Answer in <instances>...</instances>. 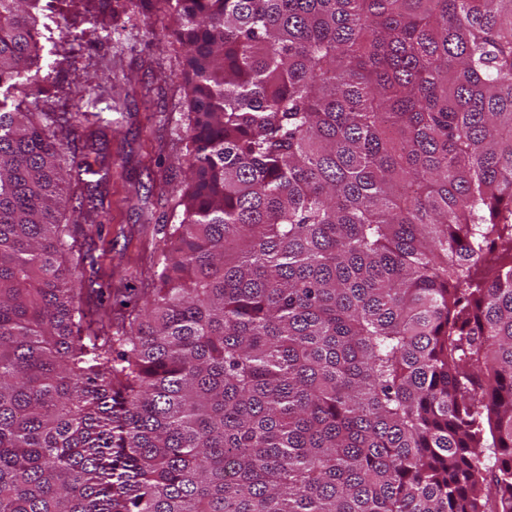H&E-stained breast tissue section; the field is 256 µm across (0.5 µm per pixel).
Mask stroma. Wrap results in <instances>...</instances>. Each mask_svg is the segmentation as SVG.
<instances>
[{
    "label": "stroma",
    "mask_w": 512,
    "mask_h": 512,
    "mask_svg": "<svg viewBox=\"0 0 512 512\" xmlns=\"http://www.w3.org/2000/svg\"><path fill=\"white\" fill-rule=\"evenodd\" d=\"M67 17L71 38L43 51L44 64L53 68L55 90L47 109L71 111L76 88L109 75L98 93L102 104L119 105V123L92 116L67 127L65 134L77 160L101 154L110 165L103 206L95 225L85 226L84 243L98 261L103 287L121 289L132 299L151 280V256L167 244L161 227L175 223V208L186 187L180 166L185 152L179 86L184 55L173 40L152 38L151 29L165 25V18L131 0H86ZM92 21L117 28V35L88 41L82 31Z\"/></svg>",
    "instance_id": "35a3bbf8"
}]
</instances>
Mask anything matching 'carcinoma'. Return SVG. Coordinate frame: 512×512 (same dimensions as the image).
Returning a JSON list of instances; mask_svg holds the SVG:
<instances>
[{"label": "carcinoma", "instance_id": "carcinoma-1", "mask_svg": "<svg viewBox=\"0 0 512 512\" xmlns=\"http://www.w3.org/2000/svg\"><path fill=\"white\" fill-rule=\"evenodd\" d=\"M0 0V512H512V0H154L186 189L105 311Z\"/></svg>", "mask_w": 512, "mask_h": 512}]
</instances>
